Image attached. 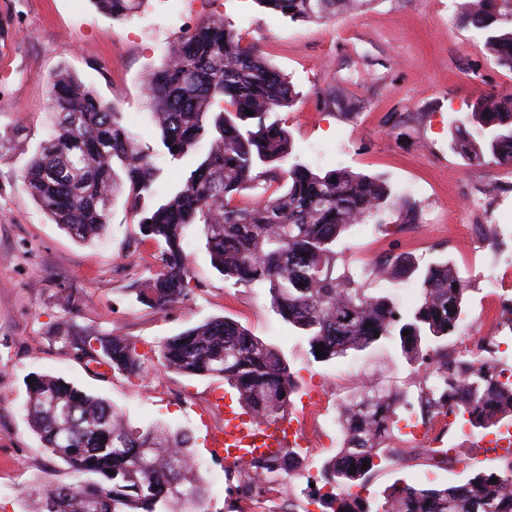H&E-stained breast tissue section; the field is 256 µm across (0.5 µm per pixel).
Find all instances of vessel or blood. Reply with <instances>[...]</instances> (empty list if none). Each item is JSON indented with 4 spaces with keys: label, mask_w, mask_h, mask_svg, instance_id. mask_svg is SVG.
Masks as SVG:
<instances>
[{
    "label": "vessel or blood",
    "mask_w": 512,
    "mask_h": 512,
    "mask_svg": "<svg viewBox=\"0 0 512 512\" xmlns=\"http://www.w3.org/2000/svg\"><path fill=\"white\" fill-rule=\"evenodd\" d=\"M214 411L224 414L222 428L212 430L207 438L210 455L231 464L258 454L270 455L295 445V430L287 419L271 422H256L224 407L221 400L212 403Z\"/></svg>",
    "instance_id": "obj_1"
}]
</instances>
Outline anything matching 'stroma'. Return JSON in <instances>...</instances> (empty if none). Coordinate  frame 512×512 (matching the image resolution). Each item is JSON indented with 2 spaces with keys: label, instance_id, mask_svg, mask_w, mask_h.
<instances>
[{
  "label": "stroma",
  "instance_id": "obj_1",
  "mask_svg": "<svg viewBox=\"0 0 512 512\" xmlns=\"http://www.w3.org/2000/svg\"><path fill=\"white\" fill-rule=\"evenodd\" d=\"M457 0H374L328 22L290 20L256 0H146L127 20L100 12L92 0H0V512H27L31 487L69 480L26 416L29 374L60 377L123 411L132 426L162 423L188 431L207 488V512H236L230 466L214 465L204 444L201 412L215 394L236 402L223 380L165 369L157 349L204 320L225 317L279 348L299 385L288 412L303 437L298 476L267 494L256 512L305 506L307 479L342 444L338 404L366 380L409 389L414 373L396 352H354L316 361L270 308L260 288L224 281L204 243L189 232L192 292L164 313L136 301L133 287L156 273L157 248L140 239L125 198L111 207L107 230L93 242L71 239L27 191L22 175L48 134L50 79L78 78L147 143L156 138L142 105L140 81L166 50L202 21L221 17L243 43L255 46L290 81L297 97L273 117L292 133L296 151L323 170L348 168L416 185V224H365L340 240L341 267L370 268L383 255H412L420 264L446 258L470 288L461 326L469 338L511 333L500 324L499 293L512 296V273L500 286L490 274L501 257L478 227L494 225L512 245V176L470 162L451 148V117L481 93L512 94V72L487 57L481 36L455 20ZM128 339L147 358L140 376L99 374L73 359L62 340L68 328ZM452 464L431 460L421 441L394 442L402 459L383 463L367 493L381 498L398 481L443 485L469 470L495 467L486 442L454 428L441 442Z\"/></svg>",
  "mask_w": 512,
  "mask_h": 512
}]
</instances>
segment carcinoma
<instances>
[{
    "instance_id": "1",
    "label": "carcinoma",
    "mask_w": 512,
    "mask_h": 512,
    "mask_svg": "<svg viewBox=\"0 0 512 512\" xmlns=\"http://www.w3.org/2000/svg\"><path fill=\"white\" fill-rule=\"evenodd\" d=\"M93 2L104 14L131 18L145 0ZM256 2L293 21L321 22L370 0ZM457 14L483 37L490 59L512 71V0H460ZM50 91L54 122L24 171L25 186L54 223L82 242L105 229L111 200L126 196L139 231L160 247L159 270L135 289L139 302L164 312L191 293L186 238L197 226L213 267L236 285L267 290L272 311L306 341L316 361L390 343L415 368L411 402L369 380L340 403L342 446L321 468L322 489L308 493L320 512H512L507 454L503 467L473 469L441 487L402 483L381 501L351 492L391 457L401 407L417 408L423 420L452 416L473 433L489 430L512 421V378L496 358L501 343L493 336L472 350L448 348L468 291L450 261L421 267L401 254L375 269L394 288L415 286L416 305L405 313L392 293L369 294L351 271L336 273V243L351 227L383 225L394 214L402 224H417L420 210L380 178L348 168L321 172L302 160L291 133L269 120L293 104L290 82L242 44L228 22L210 19L180 36L162 66L143 76V104L159 131L157 144L182 166L178 184L163 195V170L116 106L70 76L55 77ZM450 125L455 152L512 170V98L482 93ZM244 190L260 191L261 199L238 202ZM62 340L87 367L105 364L130 377L146 369L122 337L69 329ZM320 347L323 359L316 356ZM158 358L177 374L224 380L260 422L286 414L297 393L282 354L225 318L165 340ZM31 379L28 423L74 475L33 489V512H205L204 482L187 470L188 432L133 427L110 402L62 378ZM300 467L294 450L254 456L238 471L236 490L258 500L277 476L290 477Z\"/></svg>"
}]
</instances>
